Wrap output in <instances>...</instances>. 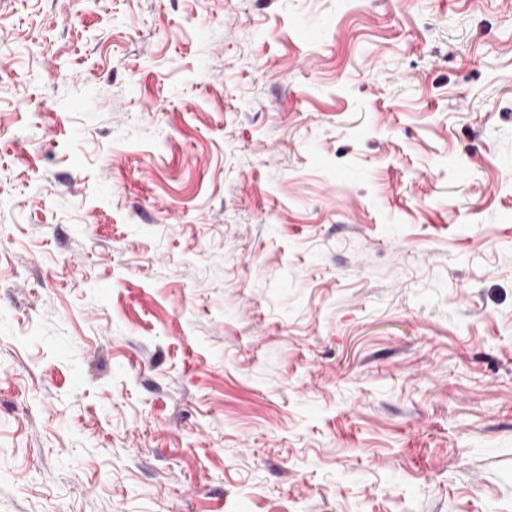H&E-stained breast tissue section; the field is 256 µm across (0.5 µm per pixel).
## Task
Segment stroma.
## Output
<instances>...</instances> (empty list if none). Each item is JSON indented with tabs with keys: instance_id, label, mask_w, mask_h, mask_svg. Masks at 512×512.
Returning a JSON list of instances; mask_svg holds the SVG:
<instances>
[{
	"instance_id": "1",
	"label": "stroma",
	"mask_w": 512,
	"mask_h": 512,
	"mask_svg": "<svg viewBox=\"0 0 512 512\" xmlns=\"http://www.w3.org/2000/svg\"><path fill=\"white\" fill-rule=\"evenodd\" d=\"M0 512H512V0H0Z\"/></svg>"
}]
</instances>
